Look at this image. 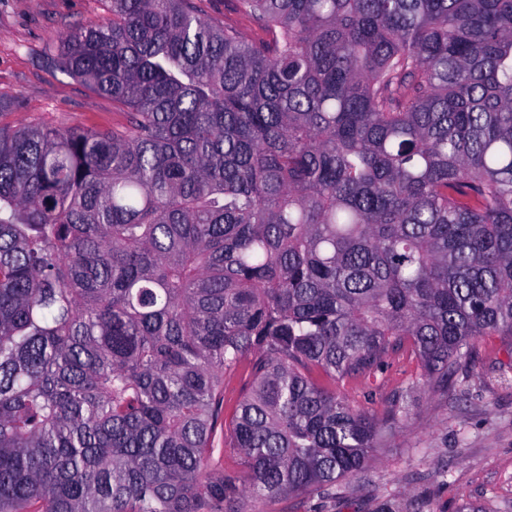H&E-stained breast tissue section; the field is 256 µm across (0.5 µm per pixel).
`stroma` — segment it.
<instances>
[{
	"label": "stroma",
	"mask_w": 512,
	"mask_h": 512,
	"mask_svg": "<svg viewBox=\"0 0 512 512\" xmlns=\"http://www.w3.org/2000/svg\"><path fill=\"white\" fill-rule=\"evenodd\" d=\"M106 0H0V125L109 128L123 106L67 74L50 50L64 30L106 15ZM512 357V338L477 344L457 375L456 393L420 394L391 447L373 452L337 497H281L263 512H512V384L496 368ZM420 375L403 353L377 381H352L339 393L357 409L382 413Z\"/></svg>",
	"instance_id": "stroma-1"
}]
</instances>
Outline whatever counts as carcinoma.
<instances>
[{"instance_id": "1", "label": "carcinoma", "mask_w": 512, "mask_h": 512, "mask_svg": "<svg viewBox=\"0 0 512 512\" xmlns=\"http://www.w3.org/2000/svg\"><path fill=\"white\" fill-rule=\"evenodd\" d=\"M236 3L110 0L57 58L127 123L0 127V512L335 495L512 336V0ZM197 5L214 20L238 26L247 40H252L256 36H265L257 24L251 23L238 12L234 0H197ZM420 367L416 359L408 352L400 354L392 364L377 376V381L358 380L339 385L336 390L355 409H365L381 414L393 395L404 389L408 383L419 378ZM379 386L376 396L369 397V393ZM247 372L240 368L234 375L226 379L224 383V407L226 416H230L242 397L248 383Z\"/></svg>"}]
</instances>
